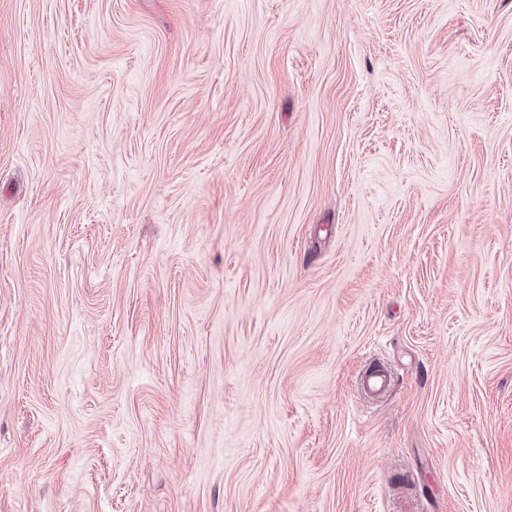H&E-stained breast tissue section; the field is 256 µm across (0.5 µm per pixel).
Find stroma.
I'll use <instances>...</instances> for the list:
<instances>
[{"label":"stroma","instance_id":"obj_1","mask_svg":"<svg viewBox=\"0 0 512 512\" xmlns=\"http://www.w3.org/2000/svg\"><path fill=\"white\" fill-rule=\"evenodd\" d=\"M0 512H512V0H0Z\"/></svg>","mask_w":512,"mask_h":512}]
</instances>
